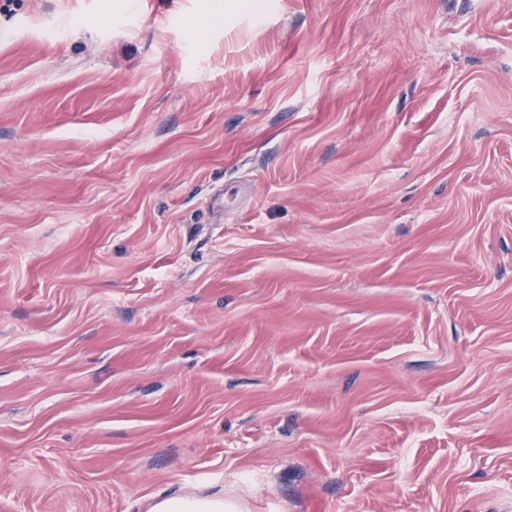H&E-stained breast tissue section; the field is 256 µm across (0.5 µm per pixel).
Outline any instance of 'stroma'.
<instances>
[{"label": "stroma", "instance_id": "35a3bbf8", "mask_svg": "<svg viewBox=\"0 0 512 512\" xmlns=\"http://www.w3.org/2000/svg\"><path fill=\"white\" fill-rule=\"evenodd\" d=\"M0 9V512H512V0ZM147 512H246L245 505L235 499L188 494L172 490L151 498Z\"/></svg>", "mask_w": 512, "mask_h": 512}]
</instances>
